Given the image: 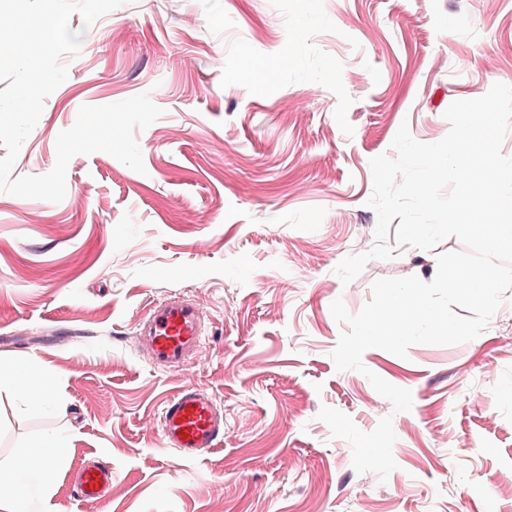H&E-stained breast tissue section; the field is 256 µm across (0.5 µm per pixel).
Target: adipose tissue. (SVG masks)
Masks as SVG:
<instances>
[{"label":"adipose tissue","instance_id":"obj_1","mask_svg":"<svg viewBox=\"0 0 512 512\" xmlns=\"http://www.w3.org/2000/svg\"><path fill=\"white\" fill-rule=\"evenodd\" d=\"M68 451L65 436L55 435L0 465V512H53L47 492Z\"/></svg>","mask_w":512,"mask_h":512}]
</instances>
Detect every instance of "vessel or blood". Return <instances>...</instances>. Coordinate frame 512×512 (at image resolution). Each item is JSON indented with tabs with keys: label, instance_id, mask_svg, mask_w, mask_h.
<instances>
[{
	"label": "vessel or blood",
	"instance_id": "vessel-or-blood-1",
	"mask_svg": "<svg viewBox=\"0 0 512 512\" xmlns=\"http://www.w3.org/2000/svg\"><path fill=\"white\" fill-rule=\"evenodd\" d=\"M137 334L154 369H183L203 346L205 325L201 309L193 299L169 297L152 304L139 323ZM159 428L164 447L194 457L214 448L223 438L224 411L209 393L187 386L164 401ZM111 482V468L86 464L76 476L77 493L83 501L96 502Z\"/></svg>",
	"mask_w": 512,
	"mask_h": 512
}]
</instances>
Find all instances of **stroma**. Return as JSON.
Returning <instances> with one entry per match:
<instances>
[{
	"label": "stroma",
	"mask_w": 512,
	"mask_h": 512,
	"mask_svg": "<svg viewBox=\"0 0 512 512\" xmlns=\"http://www.w3.org/2000/svg\"><path fill=\"white\" fill-rule=\"evenodd\" d=\"M70 27L81 49L14 176L53 168L81 106L146 93L162 114L135 132L144 172L99 151L70 160L61 202L0 193V359L38 365L56 401L0 392V461L66 434L57 512H512V289L469 342L371 348L361 372L331 358L335 300L358 313L376 279L431 281L461 250L335 272L375 237L370 161L400 125L439 141L449 103L512 85V0H123ZM174 294L207 337L160 372L135 332ZM185 385L224 406L223 441L195 457L157 424ZM90 458L112 470L95 503L73 486Z\"/></svg>",
	"instance_id": "obj_1"
}]
</instances>
